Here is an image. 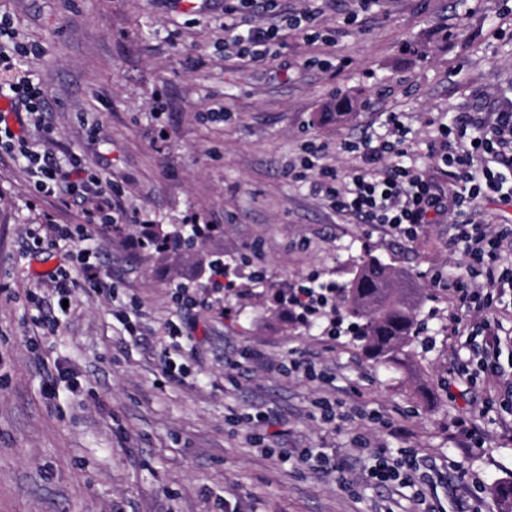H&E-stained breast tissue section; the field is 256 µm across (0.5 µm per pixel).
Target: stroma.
<instances>
[{
	"instance_id": "35a3bbf8",
	"label": "stroma",
	"mask_w": 512,
	"mask_h": 512,
	"mask_svg": "<svg viewBox=\"0 0 512 512\" xmlns=\"http://www.w3.org/2000/svg\"><path fill=\"white\" fill-rule=\"evenodd\" d=\"M500 7L279 0L281 13L313 12L322 37L281 28L279 54L256 61L225 49L224 0H0L16 42L44 50L0 71V85L25 77L45 90L28 140L58 162L79 157L100 180L65 204L35 193L24 159L0 154V512H418L414 488L367 480L363 441L393 457L418 450L434 512H496L491 490L512 478V415L486 408L481 387L437 384L481 351L454 334L462 313L448 281L470 260L452 244L453 219L408 240L334 211L313 183L324 168H361L343 144L379 141L394 114L409 130L403 162L421 169L439 124L466 113L490 126L512 97V37L490 36ZM338 93L352 118L327 117ZM102 205L127 219L90 242L109 288L75 290L61 311L49 274L79 270L73 245L48 241L47 227L84 223ZM150 224L211 225L205 252L237 288L213 291L177 246L137 249ZM368 253L426 298L433 343L413 371L375 365L349 331L323 334L280 301L311 279L343 286ZM180 284L200 307L177 306ZM179 320L197 330L171 353L188 367L178 382L160 356L165 323ZM244 347L260 355L246 378L226 366ZM294 357L317 378L282 372ZM335 399L351 410L339 430L319 410ZM259 410L277 415L280 447L333 449L351 488L252 447L229 417ZM464 414L480 446L455 436Z\"/></svg>"
}]
</instances>
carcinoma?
<instances>
[{
  "label": "carcinoma",
  "instance_id": "carcinoma-1",
  "mask_svg": "<svg viewBox=\"0 0 512 512\" xmlns=\"http://www.w3.org/2000/svg\"><path fill=\"white\" fill-rule=\"evenodd\" d=\"M206 231L197 224L183 239L187 254L201 255ZM171 236H180V229L166 232L158 228L144 236L145 249L158 252ZM420 302V288L376 256L362 258L340 294L345 315L354 320V340L375 363L386 367L398 368L414 360L422 331ZM492 495L499 512H512V481L498 484Z\"/></svg>",
  "mask_w": 512,
  "mask_h": 512
}]
</instances>
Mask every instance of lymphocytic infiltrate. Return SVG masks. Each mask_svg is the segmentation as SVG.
<instances>
[{
	"instance_id": "f902f5d3",
	"label": "lymphocytic infiltrate",
	"mask_w": 512,
	"mask_h": 512,
	"mask_svg": "<svg viewBox=\"0 0 512 512\" xmlns=\"http://www.w3.org/2000/svg\"><path fill=\"white\" fill-rule=\"evenodd\" d=\"M279 0H232L224 7V40L231 43L237 54L254 60L272 57L278 45V27L254 24L259 14L275 13ZM0 99L6 103L0 109V150L19 152L27 161L37 181L38 191L75 199L89 186L96 184L95 175L77 160L70 161L69 171H62L53 154L30 149L24 135L15 133L9 115L26 110L40 115L44 110V92L40 84L23 80L0 88ZM391 132L378 144L368 142L346 143V151L355 153L364 163L376 165V173L354 171L338 177L332 170L325 171L326 197L337 211L360 218L366 224H382L393 233L410 237L424 225L452 215L461 226L459 240L465 251L479 267L485 280L484 288L473 287L464 278L453 280L452 291L468 319L459 322L458 336L482 339L480 370L470 373L469 382H476L479 374L496 370V352L501 344L500 322L484 318V311L494 297L505 296L512 288V269H501L502 254L512 253V232L488 234L472 203L481 196L496 198L501 204L512 206V190L503 188L501 175L487 163L494 157L512 166V98L503 100L489 130L476 132L472 120L459 118L450 125H440L438 136L428 147V157L457 191L447 193L444 185L430 180L422 170L405 166L407 129L398 117L390 119ZM117 219L109 208L100 207L89 213L82 224H55L51 230L56 238L78 244L76 262L82 274L74 279L69 271L60 269L53 276L54 288L60 299H69L73 288L84 285L91 291L104 289L98 276L97 253L88 248L91 229L111 227ZM420 469L418 455L407 451L403 457L390 459L376 454L375 463L368 472L380 484H415Z\"/></svg>"
}]
</instances>
